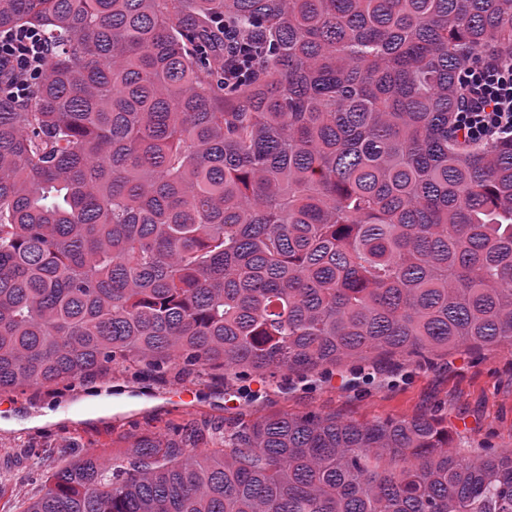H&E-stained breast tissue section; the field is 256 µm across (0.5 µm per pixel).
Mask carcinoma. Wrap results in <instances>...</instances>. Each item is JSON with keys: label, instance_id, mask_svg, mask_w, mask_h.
<instances>
[{"label": "carcinoma", "instance_id": "1", "mask_svg": "<svg viewBox=\"0 0 512 512\" xmlns=\"http://www.w3.org/2000/svg\"><path fill=\"white\" fill-rule=\"evenodd\" d=\"M216 17L264 47L230 83ZM20 27L54 53L0 98L1 392L512 344V140L454 135L512 0H0ZM192 440L73 456L27 512H512V448L432 415Z\"/></svg>", "mask_w": 512, "mask_h": 512}]
</instances>
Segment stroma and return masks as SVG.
<instances>
[{
    "label": "stroma",
    "mask_w": 512,
    "mask_h": 512,
    "mask_svg": "<svg viewBox=\"0 0 512 512\" xmlns=\"http://www.w3.org/2000/svg\"><path fill=\"white\" fill-rule=\"evenodd\" d=\"M283 412L358 422L427 413L444 421L453 447L478 454L512 448V347L241 379L117 366L70 390L0 392V512H27L53 472L87 449L120 455L131 435L173 424L190 425L199 447L210 448L242 416Z\"/></svg>",
    "instance_id": "obj_1"
}]
</instances>
